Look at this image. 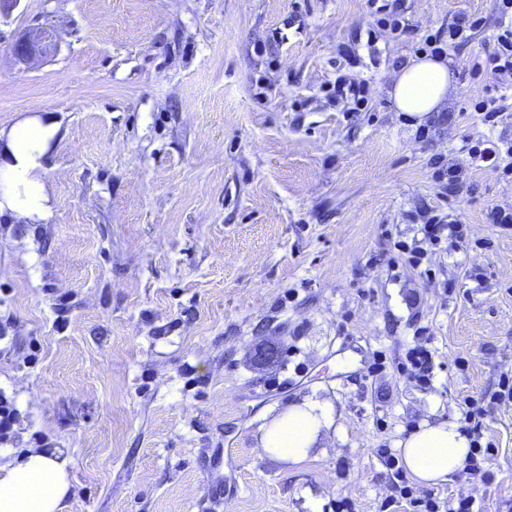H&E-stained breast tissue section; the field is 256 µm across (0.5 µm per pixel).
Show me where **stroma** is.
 Returning <instances> with one entry per match:
<instances>
[{"instance_id":"stroma-1","label":"stroma","mask_w":512,"mask_h":512,"mask_svg":"<svg viewBox=\"0 0 512 512\" xmlns=\"http://www.w3.org/2000/svg\"><path fill=\"white\" fill-rule=\"evenodd\" d=\"M402 9L371 48L369 0H0V130L58 125L50 217L0 215V393L8 449L41 436L71 459L66 512H383L382 449L512 374V231L491 218L512 177L468 154L512 142V110L473 109L492 74L469 71L498 0ZM463 16L483 26L446 49L455 90L412 122L391 73ZM40 28L55 49L18 62ZM340 75L364 110L330 99ZM427 212L471 229L428 279L394 249ZM421 326L425 389L400 370ZM305 399L333 425L302 463L263 454L262 426ZM485 422L492 481L433 490L512 512V404ZM17 408L12 400L0 394V445H6L17 420Z\"/></svg>"}]
</instances>
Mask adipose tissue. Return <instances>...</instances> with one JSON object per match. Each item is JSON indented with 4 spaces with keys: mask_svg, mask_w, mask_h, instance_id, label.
<instances>
[{
    "mask_svg": "<svg viewBox=\"0 0 512 512\" xmlns=\"http://www.w3.org/2000/svg\"><path fill=\"white\" fill-rule=\"evenodd\" d=\"M450 90L445 58L418 55L395 68L388 95L397 111L420 119L440 111ZM54 132V121L34 117L6 133L0 149V213L25 221L49 217L41 158ZM332 423L329 403H294L263 426L259 444L266 454L299 463ZM400 447L408 472L430 485L448 481L463 468L470 442L455 424L424 422ZM68 465V459L44 448L1 458L0 512H63L70 490Z\"/></svg>",
    "mask_w": 512,
    "mask_h": 512,
    "instance_id": "obj_1",
    "label": "adipose tissue"
}]
</instances>
